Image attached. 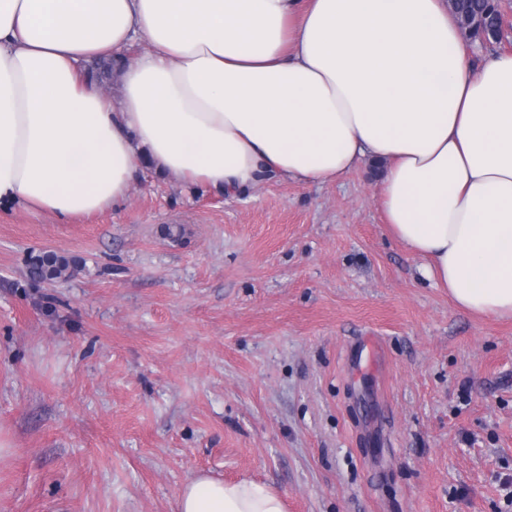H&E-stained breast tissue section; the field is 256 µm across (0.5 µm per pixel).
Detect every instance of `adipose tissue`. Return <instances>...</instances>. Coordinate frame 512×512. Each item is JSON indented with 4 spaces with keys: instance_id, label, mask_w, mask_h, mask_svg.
<instances>
[{
    "instance_id": "adipose-tissue-1",
    "label": "adipose tissue",
    "mask_w": 512,
    "mask_h": 512,
    "mask_svg": "<svg viewBox=\"0 0 512 512\" xmlns=\"http://www.w3.org/2000/svg\"><path fill=\"white\" fill-rule=\"evenodd\" d=\"M148 51L119 101L80 62ZM227 194L383 162L376 203L453 302L512 317V53L469 58L448 0H0V208L67 224L141 160ZM177 512H284L206 475Z\"/></svg>"
}]
</instances>
